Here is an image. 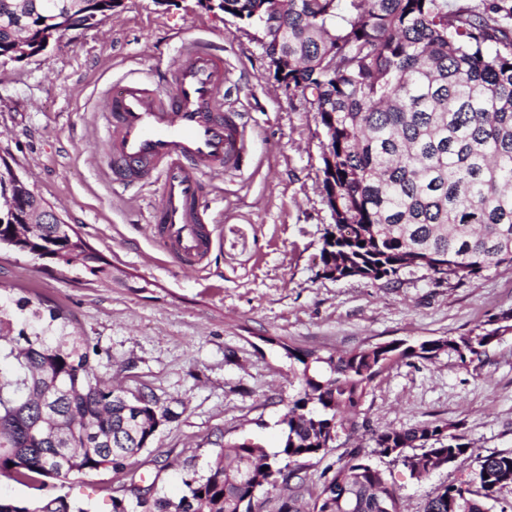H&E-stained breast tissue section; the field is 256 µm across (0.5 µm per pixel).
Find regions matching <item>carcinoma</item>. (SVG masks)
<instances>
[{"label":"carcinoma","instance_id":"obj_1","mask_svg":"<svg viewBox=\"0 0 512 512\" xmlns=\"http://www.w3.org/2000/svg\"><path fill=\"white\" fill-rule=\"evenodd\" d=\"M252 25L275 21L264 47L274 74L317 96L336 159V215L323 242L324 270L392 282L401 269L477 278L512 266V0L448 8V0H225ZM84 0H0V58L36 39L40 20ZM336 59L326 68L325 58ZM27 187L0 188V245L46 252L89 274H109L103 257L65 223L20 236L35 203ZM512 332V312L460 336L415 345L391 342L342 355L298 352L299 389L282 419L283 446L270 456L245 442L225 446L207 475L185 480L177 501L114 499L112 512H253V491L288 486L279 512H402L380 470L357 455L340 463L312 507L300 503V462L355 430L370 383L410 357L486 354ZM96 348L60 308L0 293V478L48 486L91 470H122L178 414L151 392L115 387L99 372ZM380 453L418 475L470 449L453 425L423 424L374 435ZM404 448L421 453L407 456ZM512 486V454L488 455L466 478L430 498L424 512H490ZM0 512H88L62 495L30 503L0 497Z\"/></svg>","mask_w":512,"mask_h":512}]
</instances>
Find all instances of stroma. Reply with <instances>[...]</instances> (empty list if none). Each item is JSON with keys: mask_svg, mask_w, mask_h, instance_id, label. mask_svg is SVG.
<instances>
[{"mask_svg": "<svg viewBox=\"0 0 512 512\" xmlns=\"http://www.w3.org/2000/svg\"><path fill=\"white\" fill-rule=\"evenodd\" d=\"M197 39L224 51V101L246 116L249 157L242 171L208 181L215 248L203 268L186 271L151 237L157 188L113 183L86 157L108 152L105 91L127 77L157 80ZM324 139L309 99L275 79L259 32L198 0H123L112 15L64 33L46 57L0 63V157L112 272L86 276L4 248L0 288L60 307L96 347L100 372L178 415L124 471L80 474L56 482L55 494L112 512L133 483L181 496L184 479L205 474L235 441L277 453L298 389L286 347L326 354L413 345L512 311V266L463 280L409 267L389 284L325 276L319 255L332 219L322 195ZM358 420L362 430L304 460L303 499L356 449L382 470L403 512H423L481 458L512 453V333L470 363L443 354L391 365L371 383ZM422 423L458 425L470 449L415 478L378 455L371 435Z\"/></svg>", "mask_w": 512, "mask_h": 512, "instance_id": "35a3bbf8", "label": "stroma"}]
</instances>
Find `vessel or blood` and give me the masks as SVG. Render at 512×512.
<instances>
[{
	"label": "vessel or blood",
	"instance_id": "vessel-or-blood-1",
	"mask_svg": "<svg viewBox=\"0 0 512 512\" xmlns=\"http://www.w3.org/2000/svg\"><path fill=\"white\" fill-rule=\"evenodd\" d=\"M169 70L160 93L149 81L117 84L104 97L111 171L129 184H155L156 239L186 268L200 266L213 246L202 204L206 181L241 171L247 160L243 116L225 107L222 54L195 42Z\"/></svg>",
	"mask_w": 512,
	"mask_h": 512
}]
</instances>
